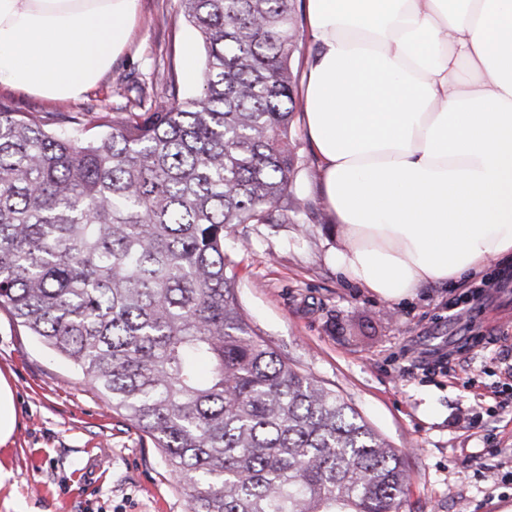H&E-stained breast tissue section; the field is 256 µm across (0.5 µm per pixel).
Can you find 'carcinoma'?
<instances>
[{
	"mask_svg": "<svg viewBox=\"0 0 512 512\" xmlns=\"http://www.w3.org/2000/svg\"><path fill=\"white\" fill-rule=\"evenodd\" d=\"M202 81L90 138L0 102V306L125 413L190 512H399L405 458L254 337L224 229L277 224L298 175L295 0H180Z\"/></svg>",
	"mask_w": 512,
	"mask_h": 512,
	"instance_id": "carcinoma-1",
	"label": "carcinoma"
}]
</instances>
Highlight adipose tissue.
Returning <instances> with one entry per match:
<instances>
[{
    "label": "adipose tissue",
    "instance_id": "obj_1",
    "mask_svg": "<svg viewBox=\"0 0 512 512\" xmlns=\"http://www.w3.org/2000/svg\"><path fill=\"white\" fill-rule=\"evenodd\" d=\"M304 130L344 241L386 301L512 260V0H307ZM137 0H0V87L78 99Z\"/></svg>",
    "mask_w": 512,
    "mask_h": 512
}]
</instances>
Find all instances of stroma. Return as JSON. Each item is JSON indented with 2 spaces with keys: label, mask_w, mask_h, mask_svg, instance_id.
Listing matches in <instances>:
<instances>
[{
  "label": "stroma",
  "mask_w": 512,
  "mask_h": 512,
  "mask_svg": "<svg viewBox=\"0 0 512 512\" xmlns=\"http://www.w3.org/2000/svg\"><path fill=\"white\" fill-rule=\"evenodd\" d=\"M139 27L101 81L79 100L52 103L0 88V101L71 129L116 112L122 80L150 82L172 65L180 95L194 93L204 52L180 0H138ZM298 214L283 224H237L224 248L237 304L257 337L335 390L406 457L399 512H502L512 506V263L455 284H427L387 303L337 268L336 219L301 116ZM481 337L477 347L468 339ZM0 372L15 392L18 426L0 447L15 500L31 512H189L185 486L159 449L0 307Z\"/></svg>",
  "instance_id": "35a3bbf8"
}]
</instances>
